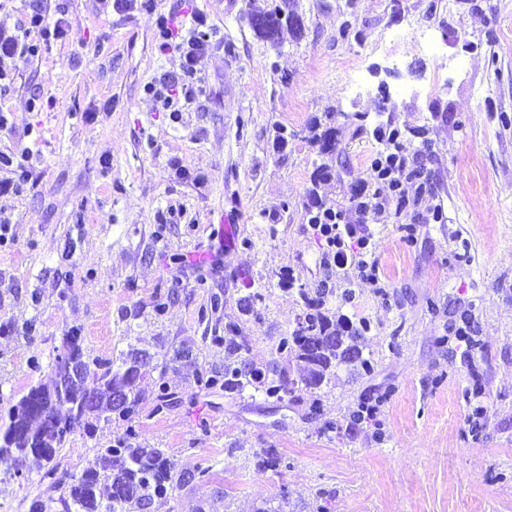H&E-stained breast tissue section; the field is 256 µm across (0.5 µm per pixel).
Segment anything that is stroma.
<instances>
[{
  "mask_svg": "<svg viewBox=\"0 0 512 512\" xmlns=\"http://www.w3.org/2000/svg\"><path fill=\"white\" fill-rule=\"evenodd\" d=\"M30 3L70 33L0 91L14 125L0 151H32L23 194L0 195L12 234L0 246V429L31 388L51 385L76 326L87 362L132 347L150 362L132 422L70 435L66 481L132 426L197 471L147 512H512V0H291L305 31L275 45L240 23L248 0H0V27ZM162 15L173 28L202 15L216 33L205 81L178 112L144 91L179 67L158 49ZM386 118L428 171L425 204L442 222L356 212ZM325 119L331 157L311 141ZM324 163L337 175L315 182ZM318 198L376 244L378 285L328 300L370 321L372 371L342 365L281 400L200 385V372L224 371L225 327H238L246 359L272 366L303 314L296 289L340 288L309 228ZM226 216L229 248L211 235ZM466 313L470 344L454 336ZM365 402L376 422L352 425ZM260 448L285 467L256 466ZM47 487L31 461L1 467L0 512H29Z\"/></svg>",
  "mask_w": 512,
  "mask_h": 512,
  "instance_id": "stroma-1",
  "label": "stroma"
}]
</instances>
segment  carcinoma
<instances>
[{
    "label": "carcinoma",
    "mask_w": 512,
    "mask_h": 512,
    "mask_svg": "<svg viewBox=\"0 0 512 512\" xmlns=\"http://www.w3.org/2000/svg\"><path fill=\"white\" fill-rule=\"evenodd\" d=\"M242 19L260 37L274 42L285 26L297 32L304 29L303 18L290 9L288 0L267 8L249 0V7ZM313 143L323 154L334 150V128L320 127L314 123ZM329 289L320 286L311 293L299 289L298 297L304 306L302 320L281 338L276 348L279 361L284 366L270 372L248 364L242 358L245 344L235 326L226 328L224 337V390L242 392L248 387L263 391L269 398L281 400L298 388L318 389L335 373L341 364H360L365 370L372 368L371 360L364 357L360 341L370 331V322L361 319L358 324L345 325L326 308ZM63 344L73 349L82 367L80 376L57 379L49 387H38L43 408L55 415L61 423L52 429L40 423L31 425L34 414L21 406L10 411L9 424L3 431L7 435L12 428L21 426L30 433L31 443L18 442L11 448L0 447V459L44 462V477L51 479L50 488L60 492L64 512H144L153 498L167 494L177 484L187 483L195 472L178 467L157 448H149L138 442L136 431L129 430L127 439L111 448H101L94 461L81 477L70 484L55 480L59 463L57 457L75 426L87 428L104 421L109 424L116 418L130 419L140 400L138 384L143 374L140 368L147 366L148 356L135 349L130 350L119 364L104 362L91 367L83 360L79 329H73L63 337ZM303 366V374L291 378L287 365ZM124 395L123 409L116 412L112 407V393ZM95 395L94 409H83L87 392ZM256 464L278 469L284 459L273 448H261L253 453Z\"/></svg>",
    "instance_id": "cac0c4a2"
}]
</instances>
